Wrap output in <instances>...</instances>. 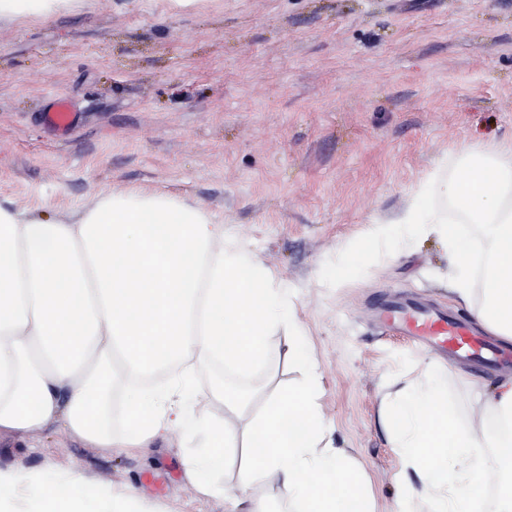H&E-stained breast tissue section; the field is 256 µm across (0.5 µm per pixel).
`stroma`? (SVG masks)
<instances>
[{"mask_svg": "<svg viewBox=\"0 0 512 512\" xmlns=\"http://www.w3.org/2000/svg\"><path fill=\"white\" fill-rule=\"evenodd\" d=\"M83 114L64 140L38 114L48 95ZM512 148V0H86L0 26V204L54 219L103 192L168 195L223 222L244 252L286 282L319 376L328 437L354 470L365 512H434L382 421L386 391L438 375L456 426L512 366L443 361L372 319L387 295H420L474 316L448 290L435 236L359 269L373 219L423 190L440 213L444 182L465 160ZM288 334L243 377L250 406L299 386ZM179 432L132 454L108 452L63 425L0 433L6 512H39L81 477L97 512H302L257 481L242 486V448L216 472L224 495L185 474Z\"/></svg>", "mask_w": 512, "mask_h": 512, "instance_id": "obj_1", "label": "stroma"}]
</instances>
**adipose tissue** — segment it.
Listing matches in <instances>:
<instances>
[{"mask_svg": "<svg viewBox=\"0 0 512 512\" xmlns=\"http://www.w3.org/2000/svg\"><path fill=\"white\" fill-rule=\"evenodd\" d=\"M467 168L449 192L488 243L477 317L512 340V150ZM419 233L446 243L450 290L469 301L473 243L460 226L412 195L392 224L368 229L375 249ZM282 328L302 333L282 279L232 246L223 223L199 207L114 191L52 221L0 206V431L60 423L97 447L123 450L175 430L191 441L203 430L208 438L188 457L186 474L205 495L219 494L212 475L242 437L251 450L245 480L281 486L309 512H364L342 456L322 444L319 378L300 349L289 355L305 369L304 384L271 399L258 416L221 389L199 392L187 374L174 384L149 381L173 361L205 370L226 360L251 367ZM96 359L120 370L126 429L118 438L94 420L97 385L88 367ZM212 398L224 402L223 421L205 408ZM383 402L396 445L422 467L421 492L435 497L436 512H472L500 460L512 457V379L495 387L462 430L436 383L385 394ZM483 448L491 456H480Z\"/></svg>", "mask_w": 512, "mask_h": 512, "instance_id": "1", "label": "adipose tissue"}]
</instances>
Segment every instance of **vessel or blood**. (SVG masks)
<instances>
[{
  "instance_id": "1",
  "label": "vessel or blood",
  "mask_w": 512,
  "mask_h": 512,
  "mask_svg": "<svg viewBox=\"0 0 512 512\" xmlns=\"http://www.w3.org/2000/svg\"><path fill=\"white\" fill-rule=\"evenodd\" d=\"M40 119L49 132L64 137L77 127L79 112L70 101L52 97ZM376 319L388 329L431 346L449 360H465L479 369L511 358L497 340L474 330L465 317L417 299L383 300L376 307Z\"/></svg>"
}]
</instances>
